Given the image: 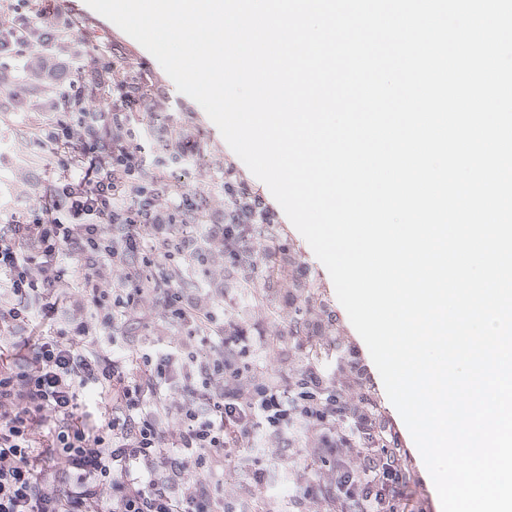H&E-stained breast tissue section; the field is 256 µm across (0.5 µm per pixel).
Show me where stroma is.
<instances>
[{
  "mask_svg": "<svg viewBox=\"0 0 512 512\" xmlns=\"http://www.w3.org/2000/svg\"><path fill=\"white\" fill-rule=\"evenodd\" d=\"M70 42L74 50L87 58L94 55L97 46L121 44L126 53L125 64L143 68L158 80L161 97L149 112L144 113L143 119L158 129L175 122L184 123L191 129L198 141L199 151L195 167L183 175L185 184L206 201L209 213L214 215L223 214L227 206L224 171H233L238 185L260 190L276 216L279 235L309 267L321 285L323 299L336 317L332 335L361 345L362 339L338 302L326 268L316 258L307 241L283 213L268 187L248 170L226 144L204 110L191 98L179 96L158 61L152 55L142 53L121 30L89 14L83 15L80 26L72 30ZM11 80L25 83L26 93L19 101L9 94L0 93V213L19 211L32 205L52 178L51 171L36 160L38 148L31 142L20 112L23 103L35 101L48 105L52 103L54 95L47 85L30 81L24 72L12 73ZM258 465L274 474L280 512H296V504L288 499V486L300 478L301 471L293 467L291 451L287 448L269 447L258 462L250 453H242L236 464L238 472L225 484V492L238 503L250 504L260 492L252 478V472Z\"/></svg>",
  "mask_w": 512,
  "mask_h": 512,
  "instance_id": "stroma-1",
  "label": "stroma"
}]
</instances>
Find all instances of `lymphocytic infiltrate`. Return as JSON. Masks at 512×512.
Returning a JSON list of instances; mask_svg holds the SVG:
<instances>
[{"mask_svg":"<svg viewBox=\"0 0 512 512\" xmlns=\"http://www.w3.org/2000/svg\"><path fill=\"white\" fill-rule=\"evenodd\" d=\"M56 0H0V60L25 61L62 103L26 107L23 121L59 172L35 204L0 221V512H240L222 492L246 448L278 439L305 472L295 503L321 512H427L414 459L375 395L359 352L310 318L295 347L298 376L257 375L250 360L282 338L254 335L189 271L266 241L253 214L212 218L179 174L197 145H161L145 124L160 88L118 67L108 45L78 62L77 24ZM111 98L91 109L89 93ZM261 264L284 258L266 241ZM179 330L131 343L145 304ZM65 328L48 330L61 305ZM346 367L363 409L336 395ZM170 470L160 481L159 467ZM330 481H322L320 470Z\"/></svg>","mask_w":512,"mask_h":512,"instance_id":"lymphocytic-infiltrate-1","label":"lymphocytic infiltrate"}]
</instances>
